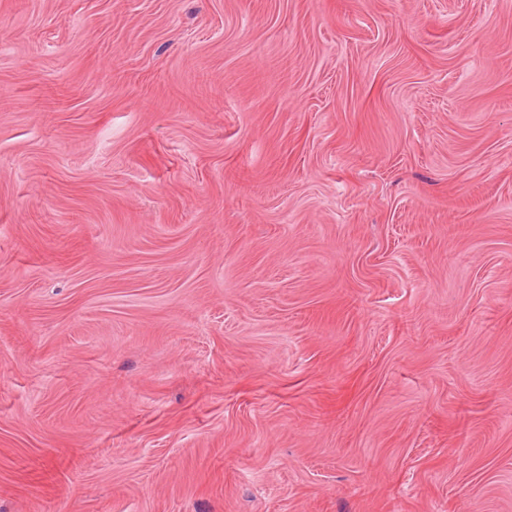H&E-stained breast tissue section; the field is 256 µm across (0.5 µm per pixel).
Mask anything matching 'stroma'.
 <instances>
[{
    "label": "stroma",
    "mask_w": 512,
    "mask_h": 512,
    "mask_svg": "<svg viewBox=\"0 0 512 512\" xmlns=\"http://www.w3.org/2000/svg\"><path fill=\"white\" fill-rule=\"evenodd\" d=\"M0 512H512V0H0Z\"/></svg>",
    "instance_id": "35a3bbf8"
}]
</instances>
